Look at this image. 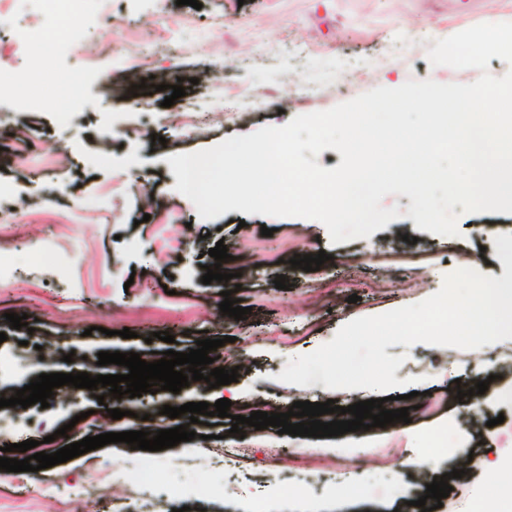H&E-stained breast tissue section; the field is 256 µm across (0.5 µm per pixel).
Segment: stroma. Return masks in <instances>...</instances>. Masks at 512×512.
Instances as JSON below:
<instances>
[{
  "label": "stroma",
  "instance_id": "obj_1",
  "mask_svg": "<svg viewBox=\"0 0 512 512\" xmlns=\"http://www.w3.org/2000/svg\"><path fill=\"white\" fill-rule=\"evenodd\" d=\"M201 9L176 0H84L81 36L103 44L97 62L104 80H82L79 61L60 48L39 78L45 94L0 96V147L26 138L36 159L22 170L0 165V182L11 192L0 198V357L21 366L0 374V395L16 392L46 373H121L98 366L102 351L188 352L201 337L222 340L213 356L238 370L236 382L211 389L197 384L175 397L166 392L124 398L126 415L112 419L91 391L55 393L48 407L19 412L0 408V447L52 437L60 449L106 432L170 429L177 419L162 415L169 400L234 401L227 417L195 425L196 439L161 451L111 443L43 469L39 482L17 483L0 470V512H409L435 476L457 469L456 483L436 512H512V499L496 493L488 471L497 460L512 472V372L500 373L488 391L492 402L466 406L455 391L467 360H502L512 339L452 357L450 348L418 343L386 347L404 356L396 379L416 378V397L385 401V409L408 408L410 423L357 430L337 437H300L275 427L231 431L232 418L254 411L283 413L294 402L334 400L345 407L380 398L377 390H330L316 381L301 387L278 382L289 359L314 352L345 323L420 302L437 292L445 276L464 264L503 277L496 236L512 233V214L466 213L454 206L458 236L418 229L407 212L409 196H386L383 207H398L399 219L370 237L331 243L325 226L298 217H265L230 210L201 219L193 202L175 189L170 156L215 146L293 117L322 111L377 87L407 80L441 84L475 82L474 68L433 66L427 51L447 38L489 19H512V0H201ZM37 0H0V78L19 83L35 54L32 42L51 26ZM179 76L184 97L164 106L160 87ZM140 86L139 95L113 97L109 84ZM222 113L223 122L185 129L180 113L193 109ZM64 151L71 167L54 170V153ZM175 211L186 224L184 247L158 262L157 252L171 225L144 221L145 198ZM109 215L93 223L91 210ZM245 221L237 229L236 221ZM270 228L266 249L280 262L254 264V237ZM297 240L294 253L280 250L281 228ZM224 242L235 282L203 284L198 242ZM325 252L319 270L292 267V254ZM56 255L55 264H24L28 254ZM285 276L287 289L275 286ZM362 284L350 302L347 280ZM236 290L246 320L224 316L221 294ZM27 314V325L11 328L8 313ZM134 336L120 337L121 329ZM158 331L174 343L155 339ZM71 362H63V355ZM67 436H59L62 426ZM447 435L439 449L435 441ZM248 454L222 462L226 449ZM179 481V491L160 490L138 498L122 478L143 458ZM112 472L109 494L87 492L88 473ZM402 475L406 495L380 482L381 473ZM205 483L209 495L195 487Z\"/></svg>",
  "mask_w": 512,
  "mask_h": 512
}]
</instances>
